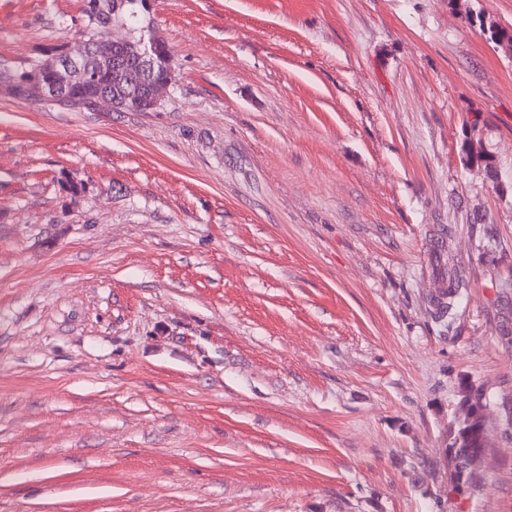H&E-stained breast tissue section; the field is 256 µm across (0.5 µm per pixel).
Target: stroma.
<instances>
[{"instance_id": "35a3bbf8", "label": "stroma", "mask_w": 512, "mask_h": 512, "mask_svg": "<svg viewBox=\"0 0 512 512\" xmlns=\"http://www.w3.org/2000/svg\"><path fill=\"white\" fill-rule=\"evenodd\" d=\"M132 9L0 0L9 73L145 29L174 64L150 112L0 92V512H512V0ZM479 20V29L484 36L494 42L499 47H505L506 49L512 50V35L509 37L506 33H502L504 27L500 26L493 18L489 15H481L477 17ZM466 288L467 281L462 272L456 268L448 270V287L430 301L435 317L439 319L454 310ZM464 430L478 432L474 438L475 441L465 442L468 448H455L464 461V483L470 485L475 481L477 476L474 462L478 460L479 457L480 460H482L486 451L485 439L487 420L485 421V415L473 417L469 425L465 426Z\"/></svg>"}]
</instances>
